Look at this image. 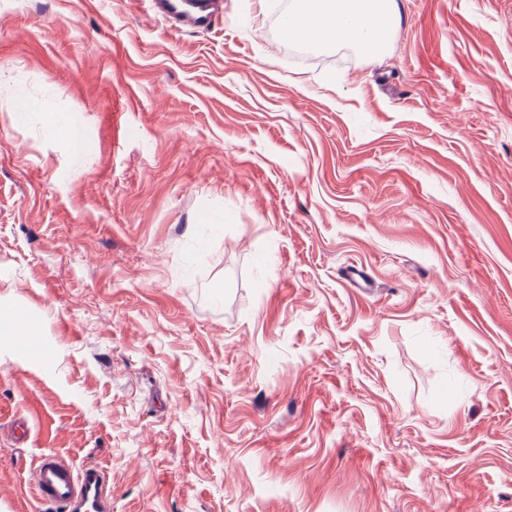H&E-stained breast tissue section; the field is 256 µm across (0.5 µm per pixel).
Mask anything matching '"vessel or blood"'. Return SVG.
<instances>
[{
  "label": "vessel or blood",
  "mask_w": 512,
  "mask_h": 512,
  "mask_svg": "<svg viewBox=\"0 0 512 512\" xmlns=\"http://www.w3.org/2000/svg\"><path fill=\"white\" fill-rule=\"evenodd\" d=\"M151 11L184 30L211 28L223 11L222 0H148ZM31 485L37 500L50 512H112V494L105 469L95 463L74 467L53 453L37 458Z\"/></svg>",
  "instance_id": "vessel-or-blood-1"
}]
</instances>
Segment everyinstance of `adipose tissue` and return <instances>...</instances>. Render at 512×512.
<instances>
[{
	"label": "adipose tissue",
	"instance_id": "adipose-tissue-1",
	"mask_svg": "<svg viewBox=\"0 0 512 512\" xmlns=\"http://www.w3.org/2000/svg\"><path fill=\"white\" fill-rule=\"evenodd\" d=\"M285 38L315 46L353 45L380 54L390 45L399 18L398 0H295Z\"/></svg>",
	"mask_w": 512,
	"mask_h": 512
}]
</instances>
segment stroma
<instances>
[{
  "label": "stroma",
  "mask_w": 512,
  "mask_h": 512,
  "mask_svg": "<svg viewBox=\"0 0 512 512\" xmlns=\"http://www.w3.org/2000/svg\"><path fill=\"white\" fill-rule=\"evenodd\" d=\"M282 3L0 0V512L51 451L114 512H512V0L307 59ZM151 11L172 22V27L184 30L211 28L223 12L222 0H189L178 8L172 0H145ZM48 134L56 139L65 142L73 148V154L79 156L75 151L79 148L76 145L77 127L66 119L52 116L47 123Z\"/></svg>",
  "instance_id": "obj_1"
}]
</instances>
